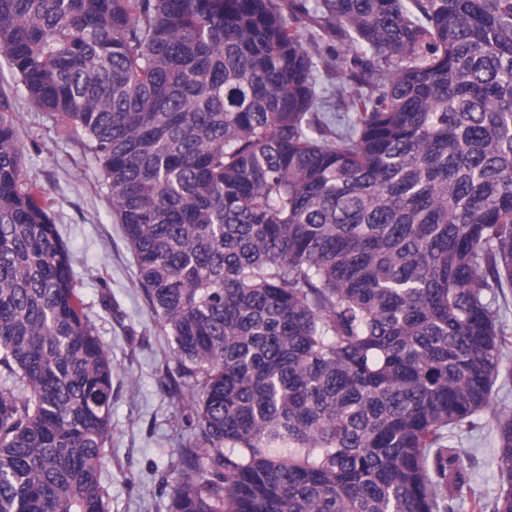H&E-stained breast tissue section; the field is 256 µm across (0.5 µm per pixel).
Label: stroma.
<instances>
[{
	"mask_svg": "<svg viewBox=\"0 0 512 512\" xmlns=\"http://www.w3.org/2000/svg\"><path fill=\"white\" fill-rule=\"evenodd\" d=\"M0 93L18 132L24 169L53 200L58 231L72 256L74 284L96 335L112 355V439L101 482L106 512H169L187 436L181 403L165 387L174 371L171 340L137 286L136 257L118 223L99 162L82 132L34 108L0 55ZM495 435L488 423L457 447L478 466L473 486L495 487Z\"/></svg>",
	"mask_w": 512,
	"mask_h": 512,
	"instance_id": "35a3bbf8",
	"label": "stroma"
}]
</instances>
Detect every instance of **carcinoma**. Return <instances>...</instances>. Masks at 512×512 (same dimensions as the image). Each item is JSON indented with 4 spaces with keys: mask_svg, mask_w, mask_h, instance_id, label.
<instances>
[{
    "mask_svg": "<svg viewBox=\"0 0 512 512\" xmlns=\"http://www.w3.org/2000/svg\"><path fill=\"white\" fill-rule=\"evenodd\" d=\"M0 53L86 136L192 382L170 512H512V0H0ZM488 410L490 498L454 445ZM111 412L0 116V512H105Z\"/></svg>",
    "mask_w": 512,
    "mask_h": 512,
    "instance_id": "cac0c4a2",
    "label": "carcinoma"
}]
</instances>
